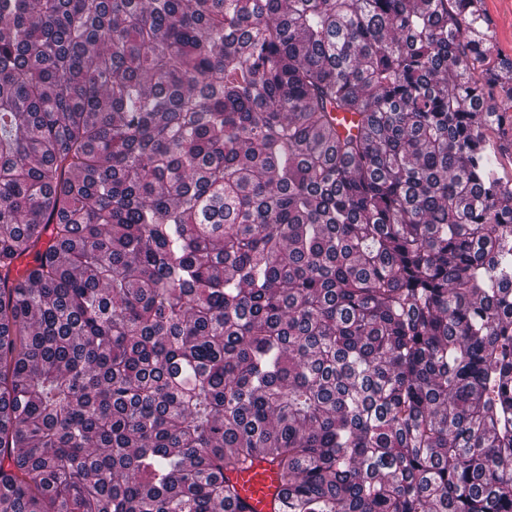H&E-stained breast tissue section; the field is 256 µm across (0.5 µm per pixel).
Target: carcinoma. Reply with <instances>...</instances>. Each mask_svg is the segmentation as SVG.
Segmentation results:
<instances>
[{
    "mask_svg": "<svg viewBox=\"0 0 512 512\" xmlns=\"http://www.w3.org/2000/svg\"><path fill=\"white\" fill-rule=\"evenodd\" d=\"M511 110L484 0H0V512H512ZM231 478L241 497L254 507V512H273L281 489L273 466L261 463L250 471L233 474Z\"/></svg>",
    "mask_w": 512,
    "mask_h": 512,
    "instance_id": "obj_1",
    "label": "carcinoma"
}]
</instances>
